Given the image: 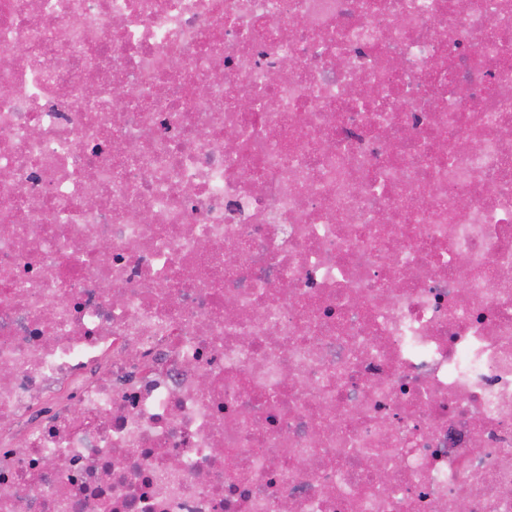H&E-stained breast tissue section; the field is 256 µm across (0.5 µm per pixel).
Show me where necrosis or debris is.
<instances>
[{
  "mask_svg": "<svg viewBox=\"0 0 512 512\" xmlns=\"http://www.w3.org/2000/svg\"><path fill=\"white\" fill-rule=\"evenodd\" d=\"M0 86V512H512V0H0Z\"/></svg>",
  "mask_w": 512,
  "mask_h": 512,
  "instance_id": "obj_1",
  "label": "necrosis or debris"
}]
</instances>
